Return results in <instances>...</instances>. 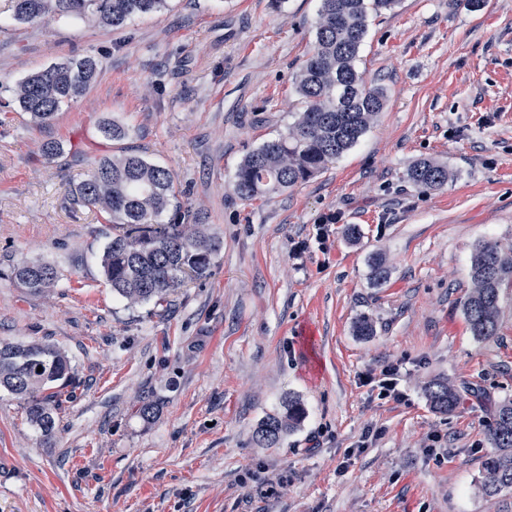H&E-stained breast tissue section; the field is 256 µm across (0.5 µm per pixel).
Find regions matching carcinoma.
Wrapping results in <instances>:
<instances>
[{
  "instance_id": "1",
  "label": "carcinoma",
  "mask_w": 512,
  "mask_h": 512,
  "mask_svg": "<svg viewBox=\"0 0 512 512\" xmlns=\"http://www.w3.org/2000/svg\"><path fill=\"white\" fill-rule=\"evenodd\" d=\"M167 0H11V20L20 24L80 21L119 30L129 21L161 11ZM398 0H320L319 24L311 53L300 67L295 92L304 108L288 132L267 140L240 163L234 191L243 201L270 198L303 183L354 147L386 105L383 87L366 84L357 61L367 34L370 12L390 11ZM99 62L92 55L66 58L6 86L12 101L36 127L48 125L62 105L82 97L94 83ZM448 167L429 160L412 165L407 179L429 189L448 183ZM81 200L106 214L112 236L100 265L112 293L129 304L167 301L185 279L202 276L223 241L191 214L190 224H162L159 218L182 205L173 174L140 154L125 150L99 159L88 179L77 187ZM10 278L33 294L56 288L61 273L52 262L22 260ZM473 288L464 302L471 334H496L500 290L512 281V254L484 242L471 258ZM42 371H37V368ZM74 368L61 347L46 341H0V391L23 404L27 423L51 442L62 405L63 390ZM431 407L453 412L463 396L492 406L488 429L491 451L482 463L480 488L487 496L512 491V400L495 402L482 389L457 387L434 379L425 387ZM305 416L302 403L288 398L284 410L266 416L254 440L276 447L297 429Z\"/></svg>"
}]
</instances>
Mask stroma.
Returning <instances> with one entry per match:
<instances>
[{
	"label": "stroma",
	"instance_id": "stroma-1",
	"mask_svg": "<svg viewBox=\"0 0 512 512\" xmlns=\"http://www.w3.org/2000/svg\"><path fill=\"white\" fill-rule=\"evenodd\" d=\"M9 4L0 339L59 345L75 377L49 445L0 392V512H512V491L479 484L489 407L442 415L425 395L441 377L512 398V282L495 336H472L463 313L477 245L512 251V0H400L371 14L358 70L385 89L384 111L322 174L251 202L233 190L236 169L303 107L293 82L319 0H171L119 31L19 25ZM85 55L100 62L96 81L49 125L8 106L7 84ZM112 120L127 139L103 136ZM123 148L169 168L180 201L224 242L161 306L113 294L99 264L112 226L76 193ZM424 159L448 166L447 185L407 181ZM302 240L308 251L289 257ZM23 259L58 266L52 293L9 278ZM364 317L373 335H358ZM387 364L401 399L361 381ZM290 397L304 421L258 447L256 428ZM369 427L377 436L360 447Z\"/></svg>",
	"mask_w": 512,
	"mask_h": 512
}]
</instances>
